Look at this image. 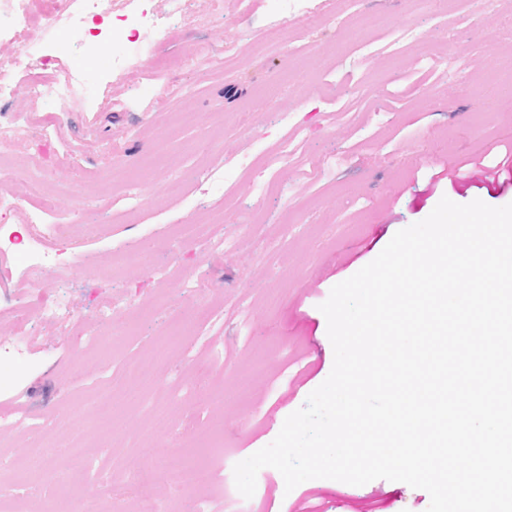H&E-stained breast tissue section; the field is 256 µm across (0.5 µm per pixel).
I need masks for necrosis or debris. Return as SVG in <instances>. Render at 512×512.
Instances as JSON below:
<instances>
[{
    "instance_id": "4bbe7bcc",
    "label": "necrosis or debris",
    "mask_w": 512,
    "mask_h": 512,
    "mask_svg": "<svg viewBox=\"0 0 512 512\" xmlns=\"http://www.w3.org/2000/svg\"><path fill=\"white\" fill-rule=\"evenodd\" d=\"M34 0H0V35H10L17 51L0 58V100L17 92L35 97H46L55 104L65 105L84 100L90 90L92 76L83 71L58 72L57 58L45 48L40 34L57 23H65L79 44H87L95 29L110 25L113 19L129 17L134 24L136 50L150 49L159 36L164 35V21L147 14L126 15L121 0H51V8L36 13ZM41 179L29 184L31 201L40 203V210L32 212L26 226L28 243L29 279L39 277L42 269L54 260L56 247L63 239L67 227L47 218L50 202L44 201ZM46 314L59 324L71 321L70 310L53 291L33 290L14 309V332L26 334L31 314Z\"/></svg>"
}]
</instances>
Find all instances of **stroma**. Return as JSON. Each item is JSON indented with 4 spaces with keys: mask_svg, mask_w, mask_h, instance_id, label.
Segmentation results:
<instances>
[{
    "mask_svg": "<svg viewBox=\"0 0 512 512\" xmlns=\"http://www.w3.org/2000/svg\"><path fill=\"white\" fill-rule=\"evenodd\" d=\"M170 37L127 75L112 57L133 39L115 29L96 54L63 25L46 36L59 64L95 71L90 96L58 127L4 150L0 186L24 230L32 207L19 170L47 177L66 269L43 286L73 320L32 319L19 349L0 357V512H134L129 474L157 475L154 512H426L425 490L377 479H314L286 491L262 468L251 498L224 492V470L270 444L285 418L330 374L334 352L319 309L336 284L374 260L395 233L441 198L499 207L505 192L449 185L447 162L512 152V0H194V20L168 19ZM223 62L208 64L213 52ZM175 97H167V90ZM302 130L295 155L280 144ZM166 140L162 164L149 156ZM224 215L228 251L173 228ZM258 224L243 230L241 214ZM139 256L126 262L119 247ZM115 302L106 319L100 299ZM96 337L88 345V337ZM142 364L131 378L126 366ZM198 409L205 436L178 420ZM62 419L94 476L46 499L34 460L37 423ZM187 466L211 468L206 493L183 486Z\"/></svg>",
    "mask_w": 512,
    "mask_h": 512,
    "instance_id": "1",
    "label": "stroma"
}]
</instances>
